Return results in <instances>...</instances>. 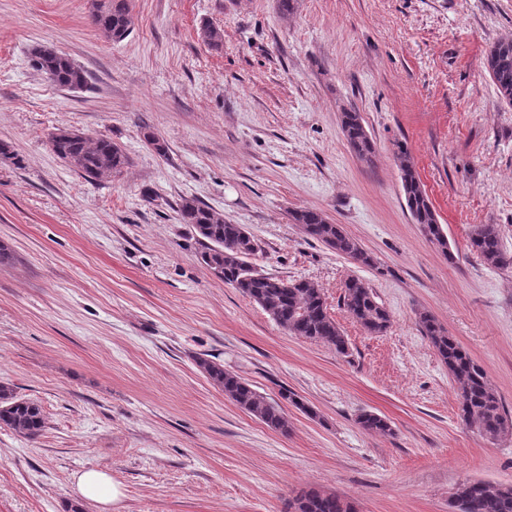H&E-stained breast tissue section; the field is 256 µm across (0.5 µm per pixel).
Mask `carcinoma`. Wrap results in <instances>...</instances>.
I'll use <instances>...</instances> for the list:
<instances>
[{"label":"carcinoma","instance_id":"cac0c4a2","mask_svg":"<svg viewBox=\"0 0 512 512\" xmlns=\"http://www.w3.org/2000/svg\"><path fill=\"white\" fill-rule=\"evenodd\" d=\"M93 18L94 23L116 42L124 40L133 25L129 0H102ZM201 36L211 49L218 51L223 47L222 30L204 24ZM487 62L494 69L491 76L500 95L511 103L512 38L498 41L489 50ZM29 64L54 86L68 90H82L88 86L86 71L53 47L33 48L29 53ZM340 127L356 156L365 162L371 161L375 144L360 114L355 111L341 113ZM48 143L60 160L87 181L119 174L129 164L127 154L112 139L105 136L86 138L79 129L58 128L50 133ZM395 154L412 220L420 225L429 241L442 249L448 261L454 262L456 255L448 247V239L407 146L396 143ZM179 216L181 223L191 225L204 241L201 260L217 277L256 303L291 335L320 341L339 354L347 353L348 338L329 313L324 293L316 283L307 279L278 278L258 271L250 262L257 252V245L245 227L224 220V214L205 204L186 199L179 209ZM291 220L305 237L327 245L338 255L354 258L361 265L374 266L372 257L344 227L331 222L321 211L312 208L294 210ZM470 248L491 267L512 265V253L503 247L496 224L476 225L470 236ZM341 302L348 316L369 335H381L391 325L389 310L377 300L373 289L358 278L345 281ZM418 324L457 386L462 422L489 440L511 435L512 414L505 409L484 368L432 315L419 313ZM199 366L225 397L269 429L288 433V418L278 401L255 389L239 374L225 369L219 361L202 358ZM359 424L377 435L392 434L387 419L375 413L362 414ZM0 427L34 439L46 427V418L38 403L19 397L9 384L0 382ZM449 506L456 507L457 512H512V483L465 480L453 488ZM288 512H357V509L355 503L344 496L307 486L289 498Z\"/></svg>","mask_w":512,"mask_h":512}]
</instances>
